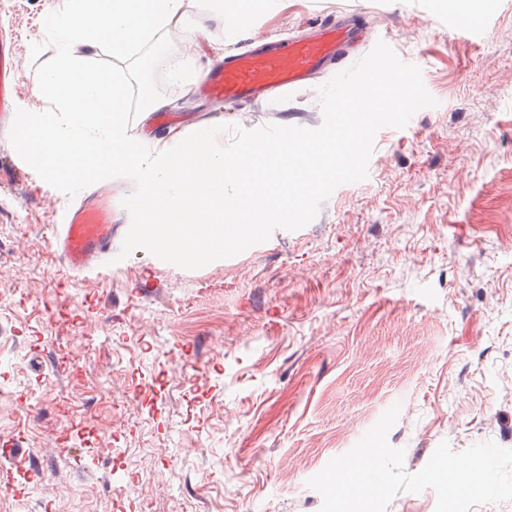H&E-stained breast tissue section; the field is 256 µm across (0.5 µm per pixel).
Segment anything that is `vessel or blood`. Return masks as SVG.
I'll return each instance as SVG.
<instances>
[{
  "instance_id": "b4317fda",
  "label": "vessel or blood",
  "mask_w": 512,
  "mask_h": 512,
  "mask_svg": "<svg viewBox=\"0 0 512 512\" xmlns=\"http://www.w3.org/2000/svg\"><path fill=\"white\" fill-rule=\"evenodd\" d=\"M371 32L364 17L349 15L277 42L254 37L251 49L225 57L223 67L206 74L202 91L209 98L235 103L307 86L329 66L342 64ZM16 60L13 35L0 29L1 129L9 127L12 117ZM118 208L112 186L85 194L78 205L67 209L63 224L55 227L50 240L53 253L70 270L81 273L111 260Z\"/></svg>"
}]
</instances>
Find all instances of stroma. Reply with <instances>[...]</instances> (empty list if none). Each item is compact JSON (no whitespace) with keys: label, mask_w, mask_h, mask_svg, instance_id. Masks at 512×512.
<instances>
[{"label":"stroma","mask_w":512,"mask_h":512,"mask_svg":"<svg viewBox=\"0 0 512 512\" xmlns=\"http://www.w3.org/2000/svg\"><path fill=\"white\" fill-rule=\"evenodd\" d=\"M62 2L0 0L17 108L48 107L32 85ZM476 5L466 40L446 0H283L230 38L188 7L171 59L213 69L254 33L369 15L437 101L380 129L366 179L309 224L238 255L187 270L138 248L72 274L49 242L80 195L27 165L0 183V441L25 463L0 460V512H319L308 479L396 403L407 473L444 440L512 449V0ZM328 80L232 106L165 83L168 123L131 133L315 128Z\"/></svg>","instance_id":"35a3bbf8"}]
</instances>
